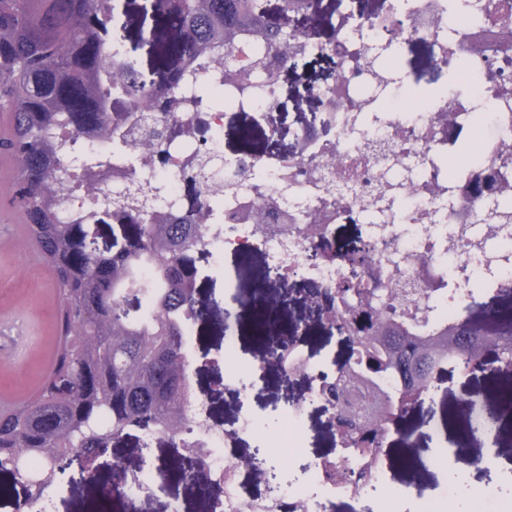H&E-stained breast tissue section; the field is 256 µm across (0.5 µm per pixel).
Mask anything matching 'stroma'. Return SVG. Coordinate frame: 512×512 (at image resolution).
<instances>
[{"mask_svg":"<svg viewBox=\"0 0 512 512\" xmlns=\"http://www.w3.org/2000/svg\"><path fill=\"white\" fill-rule=\"evenodd\" d=\"M402 73L417 91L442 84L443 73L433 64L429 45L410 42L401 55ZM335 70L328 54L307 57L279 76L278 122L280 133L267 137L251 114L230 112L224 118L225 155L243 152L285 154L296 130L317 108L315 91ZM13 159L0 153V334L10 336L0 351V398H19L31 393L48 367L50 350L56 343V315L61 303L58 291L38 254L18 229L25 223L22 210L14 206ZM209 254H201L198 288L203 299L215 301L207 320L194 327L192 387L196 397L211 398V423L232 429L239 417L251 414L273 423L292 402L307 390V380L291 378L279 368L254 375L250 366L258 354L252 301L276 298L278 320L284 335L296 337L302 352L326 372H333L347 354V344L318 322L301 301L303 282L293 279L281 293L270 289L264 254L228 255L225 270L232 281L209 277ZM235 341L234 365L242 377L255 381L253 389L225 386L226 338ZM512 384V374L493 369L466 373L455 364L444 367L441 383L433 397L422 400L399 428L393 430L384 448L385 470L381 484L355 497H329L320 512H438L445 507L451 475L467 477L468 508L492 498L503 499L512 488V408L502 406L497 389ZM498 407L501 412L496 436L471 437L466 433L469 402ZM334 436L328 430V415L314 403L305 412L303 448L289 461L268 457V465L281 472L283 482L307 479L313 464L333 455ZM181 450L160 441L153 443V465L171 467L164 489L146 494L136 492L112 499L108 512H169L179 503L181 512H206L205 501L184 495L176 467Z\"/></svg>","mask_w":512,"mask_h":512,"instance_id":"35a3bbf8","label":"stroma"}]
</instances>
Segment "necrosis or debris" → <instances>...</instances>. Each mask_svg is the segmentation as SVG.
Instances as JSON below:
<instances>
[{
  "label": "necrosis or debris",
  "instance_id": "1",
  "mask_svg": "<svg viewBox=\"0 0 512 512\" xmlns=\"http://www.w3.org/2000/svg\"><path fill=\"white\" fill-rule=\"evenodd\" d=\"M471 0H385L382 12L343 10L334 21L330 51L339 53L333 102H322L314 128L300 131L296 150L286 156L255 158L239 192L209 197L202 236L214 264L225 254L263 250L282 279L302 271L317 299L333 296L342 267L329 240L331 227L361 219L378 244L373 272L362 274L368 288H386L409 277L430 288L427 307L413 310L416 324L459 315L477 289L512 284V230L475 223L494 200L512 199V165L501 157L512 148V37L499 34ZM432 44L436 65L446 76L443 89L419 98L393 68L400 43ZM243 59H263L250 80L228 82L223 67L209 64L191 73L179 92L178 113L190 134L165 145L146 162H116L113 140L81 135L76 151L92 146L109 167L122 164V177H109L112 191L125 189L129 176L142 183L183 184L202 149L222 152L224 113L261 116L279 99L277 79L288 63L265 44H238ZM452 114L451 124L439 122ZM396 149L394 166L379 164L376 140ZM336 179L353 182L357 194L328 193L326 163ZM271 198L266 224L240 220V212ZM204 401L192 403L197 423L185 440L197 465L217 493L210 512H319L326 495L343 496L344 486L312 471L301 486L274 487L263 498L243 500L237 492L241 465L230 454L232 437L210 426ZM305 407H289L278 423L242 416L238 430L262 436L282 457L303 445Z\"/></svg>",
  "mask_w": 512,
  "mask_h": 512
}]
</instances>
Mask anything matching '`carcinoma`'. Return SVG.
I'll list each match as a JSON object with an SVG mask.
<instances>
[{
  "instance_id": "cac0c4a2",
  "label": "carcinoma",
  "mask_w": 512,
  "mask_h": 512,
  "mask_svg": "<svg viewBox=\"0 0 512 512\" xmlns=\"http://www.w3.org/2000/svg\"><path fill=\"white\" fill-rule=\"evenodd\" d=\"M144 0L152 16V43L163 58L158 79L149 83L126 50L112 44L105 58L104 34L118 16V0H0V109L10 112L11 135L0 141L16 162L15 200L25 212L29 236L52 270L61 296L58 329L64 341L52 357L31 401L0 414V473L27 480L35 498L57 480L55 461L97 457L99 449L122 441L133 427L146 426L158 437L183 440L191 419L187 388L191 363L185 353L186 323L209 314L198 290L199 222L210 187L224 176L207 151L194 168L192 201L177 224L152 214L154 197L141 182L122 192L102 193L88 216L65 221L60 190L70 178L64 134L85 132L137 142L149 156L185 132L173 112L179 84L200 62L224 64L225 72L247 75L262 68L244 66L233 47L244 38L267 43L284 57L319 44L317 28L329 24L311 0ZM473 7L512 35L504 8L475 0ZM304 18L310 24L291 33L281 22ZM139 101L140 115L109 114L106 101ZM129 231L119 252L90 254L84 241L101 214ZM352 270L364 269L376 255L353 248L341 254ZM343 308L319 312L327 328L350 339L347 359L324 381L322 398L331 406L336 438V479L354 493L368 486L370 446L379 443L389 423L412 412L427 393L436 370L453 360L464 367L489 341L500 362L512 367V288L494 289L495 300L479 316L461 315L417 330L397 308L418 304L428 289L363 288L354 278L336 288ZM137 298V314L122 311L127 296ZM262 346L280 351L282 337L270 313ZM400 380L396 392L380 379ZM186 492L208 486L184 470Z\"/></svg>"
}]
</instances>
